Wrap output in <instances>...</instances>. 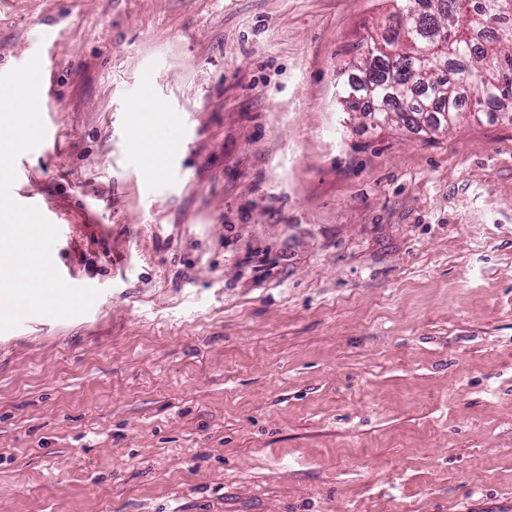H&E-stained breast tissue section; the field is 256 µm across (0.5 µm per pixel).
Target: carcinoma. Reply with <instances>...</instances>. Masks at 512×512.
I'll list each match as a JSON object with an SVG mask.
<instances>
[{
    "label": "carcinoma",
    "mask_w": 512,
    "mask_h": 512,
    "mask_svg": "<svg viewBox=\"0 0 512 512\" xmlns=\"http://www.w3.org/2000/svg\"><path fill=\"white\" fill-rule=\"evenodd\" d=\"M383 39L341 90L379 127L444 130L467 112L512 123V12L497 0H393Z\"/></svg>",
    "instance_id": "obj_1"
}]
</instances>
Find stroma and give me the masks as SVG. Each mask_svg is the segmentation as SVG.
<instances>
[{
	"instance_id": "35a3bbf8",
	"label": "stroma",
	"mask_w": 512,
	"mask_h": 512,
	"mask_svg": "<svg viewBox=\"0 0 512 512\" xmlns=\"http://www.w3.org/2000/svg\"><path fill=\"white\" fill-rule=\"evenodd\" d=\"M389 11L0 0V73L56 35L24 159L99 290L0 332V512H512V123L343 110Z\"/></svg>"
}]
</instances>
